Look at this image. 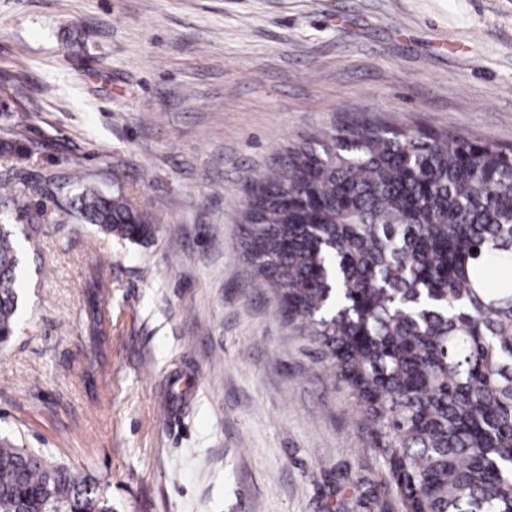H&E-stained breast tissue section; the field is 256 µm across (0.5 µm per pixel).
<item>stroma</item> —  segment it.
<instances>
[{
    "label": "stroma",
    "mask_w": 512,
    "mask_h": 512,
    "mask_svg": "<svg viewBox=\"0 0 512 512\" xmlns=\"http://www.w3.org/2000/svg\"><path fill=\"white\" fill-rule=\"evenodd\" d=\"M367 115L512 147V0H0L21 202L0 226L25 266L0 438L112 512H401L350 390L246 277L240 218L252 171ZM86 187L122 189L154 238L55 223Z\"/></svg>",
    "instance_id": "stroma-1"
}]
</instances>
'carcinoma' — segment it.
<instances>
[{"label": "carcinoma", "mask_w": 512, "mask_h": 512, "mask_svg": "<svg viewBox=\"0 0 512 512\" xmlns=\"http://www.w3.org/2000/svg\"><path fill=\"white\" fill-rule=\"evenodd\" d=\"M247 191L249 270L337 369L403 512H512V147L364 118L289 145ZM78 203L111 235H154L119 191ZM18 265L0 227V345ZM0 512L111 510L1 439Z\"/></svg>", "instance_id": "cac0c4a2"}]
</instances>
